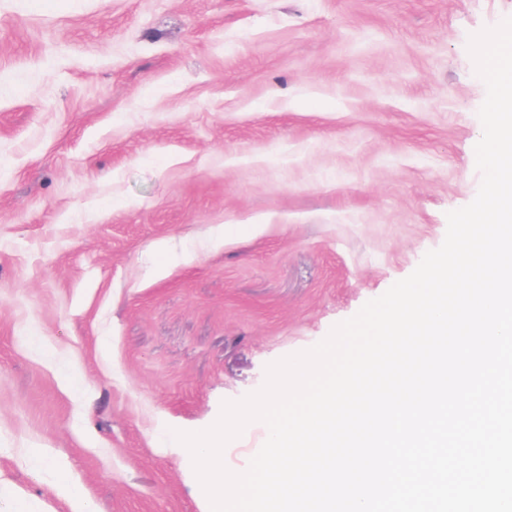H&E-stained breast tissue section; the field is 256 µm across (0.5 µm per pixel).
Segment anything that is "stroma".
Wrapping results in <instances>:
<instances>
[{
    "mask_svg": "<svg viewBox=\"0 0 512 512\" xmlns=\"http://www.w3.org/2000/svg\"><path fill=\"white\" fill-rule=\"evenodd\" d=\"M512 0H0V512H206L223 401L470 204ZM268 437L224 448L247 468ZM55 487L57 496L69 504L71 512L98 511L92 502L83 497L72 480L66 478L59 479L56 481Z\"/></svg>",
    "mask_w": 512,
    "mask_h": 512,
    "instance_id": "35a3bbf8",
    "label": "stroma"
}]
</instances>
